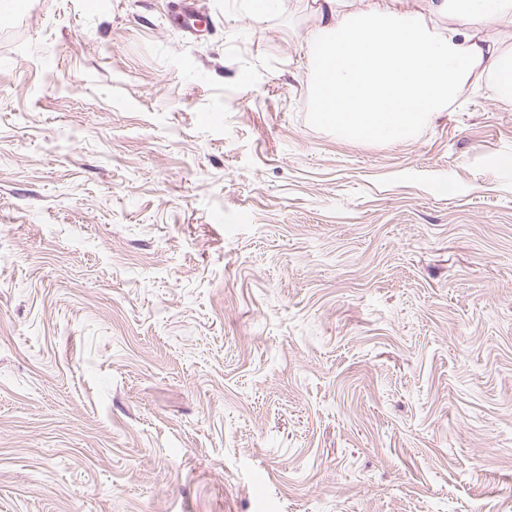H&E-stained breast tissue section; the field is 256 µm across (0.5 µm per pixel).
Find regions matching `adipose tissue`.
Here are the masks:
<instances>
[{
    "label": "adipose tissue",
    "mask_w": 512,
    "mask_h": 512,
    "mask_svg": "<svg viewBox=\"0 0 512 512\" xmlns=\"http://www.w3.org/2000/svg\"><path fill=\"white\" fill-rule=\"evenodd\" d=\"M421 8L367 0L352 12L348 0H321L306 37L318 124L350 139L400 141L481 75L512 96V52L478 28L488 17L512 22V0H421ZM427 13L455 21L431 27Z\"/></svg>",
    "instance_id": "adipose-tissue-1"
}]
</instances>
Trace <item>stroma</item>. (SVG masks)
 <instances>
[{
	"mask_svg": "<svg viewBox=\"0 0 512 512\" xmlns=\"http://www.w3.org/2000/svg\"><path fill=\"white\" fill-rule=\"evenodd\" d=\"M0 28V512H512V100L320 126L315 0Z\"/></svg>",
	"mask_w": 512,
	"mask_h": 512,
	"instance_id": "35a3bbf8",
	"label": "stroma"
}]
</instances>
